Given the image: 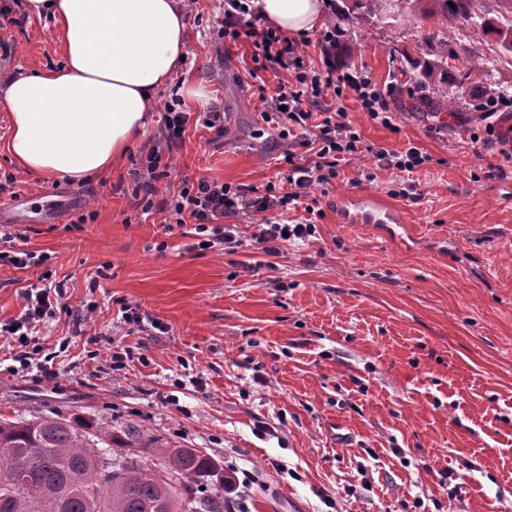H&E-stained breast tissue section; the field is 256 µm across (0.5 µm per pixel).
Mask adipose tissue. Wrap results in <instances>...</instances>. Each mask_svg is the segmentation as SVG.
<instances>
[{
    "label": "adipose tissue",
    "instance_id": "ef3b65f1",
    "mask_svg": "<svg viewBox=\"0 0 512 512\" xmlns=\"http://www.w3.org/2000/svg\"><path fill=\"white\" fill-rule=\"evenodd\" d=\"M266 24L293 38L327 20L325 0H256ZM50 17L60 67L0 77L8 150L29 173L79 184L111 169L148 126L186 54L185 0H24Z\"/></svg>",
    "mask_w": 512,
    "mask_h": 512
}]
</instances>
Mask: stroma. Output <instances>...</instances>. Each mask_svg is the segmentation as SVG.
I'll return each mask as SVG.
<instances>
[{
	"label": "stroma",
	"instance_id": "stroma-1",
	"mask_svg": "<svg viewBox=\"0 0 512 512\" xmlns=\"http://www.w3.org/2000/svg\"><path fill=\"white\" fill-rule=\"evenodd\" d=\"M196 11L176 84L204 88L228 132L188 124L176 173L263 187L291 147L260 118L258 89L280 77L257 71L249 42L215 39L219 0ZM417 16L399 0L385 24L342 23L344 69L393 82L406 55L423 52ZM12 35L1 71L61 64L51 20ZM448 51L479 55L512 92V55L494 41L461 27ZM413 103L394 94L391 129L346 104L369 150L329 185L311 241L272 259L248 244L254 217L239 219L241 246L198 251L135 207L133 171L161 111L110 172L75 184L19 168L0 107V179H17L15 195L0 193V232L48 256L0 266V323L19 317L30 288L62 287L56 316L36 327L34 366L0 335V417L134 424L202 449L239 482L229 512H512V116L487 147L472 140L484 132L478 94L452 112ZM410 145L431 157L412 175L415 197L392 195L390 170L359 183L374 148ZM354 191L405 223L338 222V196ZM125 304L144 325L123 321ZM116 351L127 356L118 371Z\"/></svg>",
	"mask_w": 512,
	"mask_h": 512
}]
</instances>
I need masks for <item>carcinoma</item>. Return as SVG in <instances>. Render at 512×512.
<instances>
[{
  "label": "carcinoma",
  "instance_id": "cac0c4a2",
  "mask_svg": "<svg viewBox=\"0 0 512 512\" xmlns=\"http://www.w3.org/2000/svg\"><path fill=\"white\" fill-rule=\"evenodd\" d=\"M336 19L352 23L390 18L391 0H343ZM474 0H431L420 17L422 41L438 39L433 57H407L402 74L423 95L415 109L451 112L470 87L481 96L503 92L474 55L448 73L450 24L463 22L479 38L496 36L512 54V19L478 14ZM104 443L115 451L100 449ZM222 470L198 448H171L128 427L90 433L78 421L51 416L0 420V512H224Z\"/></svg>",
  "mask_w": 512,
  "mask_h": 512
}]
</instances>
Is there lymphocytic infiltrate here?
<instances>
[{
	"mask_svg": "<svg viewBox=\"0 0 512 512\" xmlns=\"http://www.w3.org/2000/svg\"><path fill=\"white\" fill-rule=\"evenodd\" d=\"M249 0H224V13L218 20L219 39L247 37L253 47V59L262 67L288 71L291 83L279 85L273 95L262 96L261 118L277 126L281 137L293 138L297 149L284 157L285 170L279 181L258 189L233 186L207 177L181 178L177 189L161 188V180L171 178L172 159L183 144L189 121L212 129L216 137L225 133L224 114L213 109L190 115L179 95H172L163 108L161 138L149 149L146 163L136 174L134 198L143 212L165 213V234L194 222L195 235L208 247L239 246L234 220L242 215L258 217V229L251 244L268 256H278L287 241L308 240L315 233V221L322 209L310 205L313 189L330 184L339 175L342 162L361 151V138L344 109L324 105L325 97L352 100L358 108L385 127H393L394 113L388 99L391 86H379L361 71H336V32L322 33L321 64L312 66L306 42H296L264 25L258 13L250 11ZM314 151L313 164L300 163L298 149ZM376 170L364 172L365 181L376 179L377 170L411 174L426 164L427 153L411 146L401 151L373 149ZM304 208L309 218L300 224L282 225L272 221L271 212Z\"/></svg>",
	"mask_w": 512,
	"mask_h": 512,
	"instance_id": "f902f5d3",
	"label": "lymphocytic infiltrate"
}]
</instances>
